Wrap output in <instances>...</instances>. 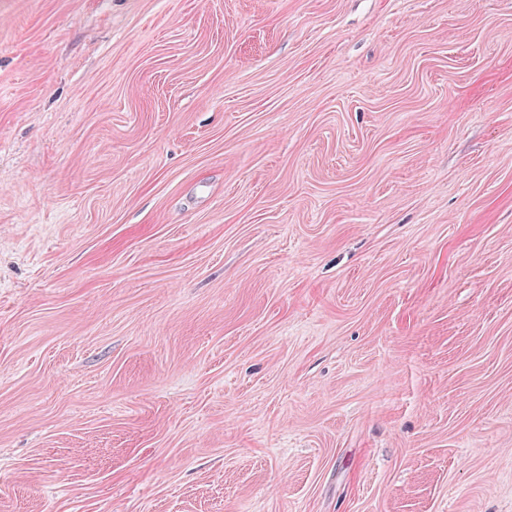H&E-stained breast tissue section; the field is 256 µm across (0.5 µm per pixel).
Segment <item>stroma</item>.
Listing matches in <instances>:
<instances>
[{
    "mask_svg": "<svg viewBox=\"0 0 512 512\" xmlns=\"http://www.w3.org/2000/svg\"><path fill=\"white\" fill-rule=\"evenodd\" d=\"M0 512H512V0H0Z\"/></svg>",
    "mask_w": 512,
    "mask_h": 512,
    "instance_id": "35a3bbf8",
    "label": "stroma"
}]
</instances>
